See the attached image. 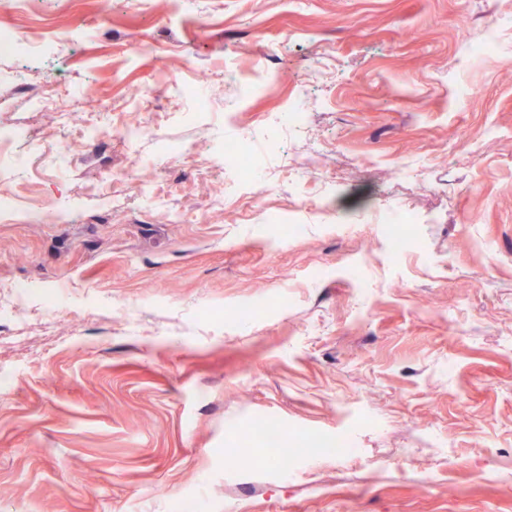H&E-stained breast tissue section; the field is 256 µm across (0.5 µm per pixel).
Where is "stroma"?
Segmentation results:
<instances>
[{"label":"stroma","instance_id":"35a3bbf8","mask_svg":"<svg viewBox=\"0 0 512 512\" xmlns=\"http://www.w3.org/2000/svg\"><path fill=\"white\" fill-rule=\"evenodd\" d=\"M5 2L36 50L0 58V127L44 151L0 158V512H512V0ZM91 85L113 127L85 140L59 111ZM242 136L248 211L218 164ZM269 424L357 452L257 468ZM235 150H224L221 156V162H224V167H234L237 170L246 168L247 174H241L240 184L243 191L236 194L238 199H250L254 202L257 198L259 191L257 190L260 178L258 176L259 169L257 160L253 153L252 143L248 137L240 138L235 144Z\"/></svg>","mask_w":512,"mask_h":512}]
</instances>
